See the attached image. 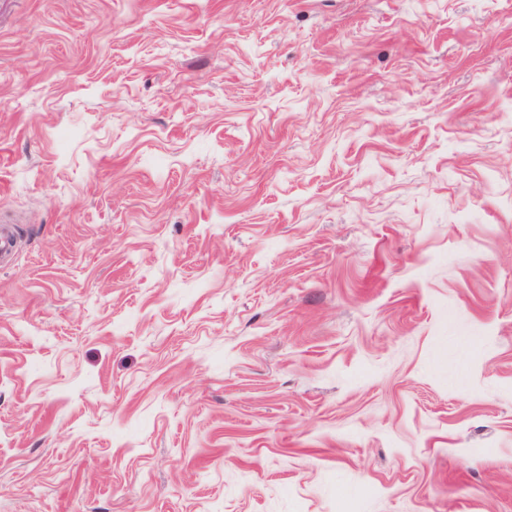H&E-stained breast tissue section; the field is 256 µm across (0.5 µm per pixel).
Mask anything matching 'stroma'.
<instances>
[{
  "mask_svg": "<svg viewBox=\"0 0 512 512\" xmlns=\"http://www.w3.org/2000/svg\"><path fill=\"white\" fill-rule=\"evenodd\" d=\"M0 512H512V0H0Z\"/></svg>",
  "mask_w": 512,
  "mask_h": 512,
  "instance_id": "35a3bbf8",
  "label": "stroma"
}]
</instances>
